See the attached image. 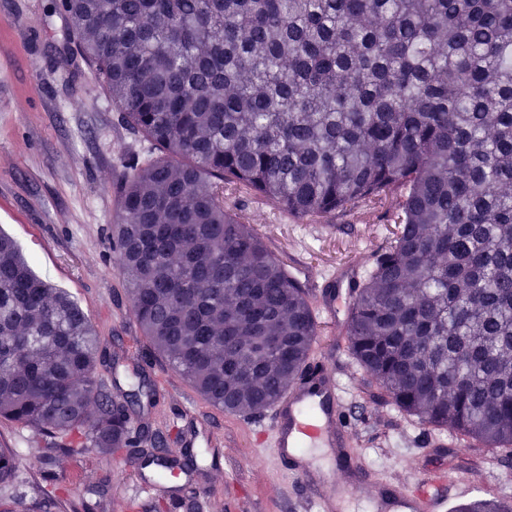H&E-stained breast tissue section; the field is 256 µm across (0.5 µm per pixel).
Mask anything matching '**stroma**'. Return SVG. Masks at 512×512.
Listing matches in <instances>:
<instances>
[{
    "instance_id": "35a3bbf8",
    "label": "stroma",
    "mask_w": 512,
    "mask_h": 512,
    "mask_svg": "<svg viewBox=\"0 0 512 512\" xmlns=\"http://www.w3.org/2000/svg\"><path fill=\"white\" fill-rule=\"evenodd\" d=\"M63 25L53 0H0V232L17 242L40 278L79 302L109 350L143 359L160 392L146 420L181 431L194 450L197 475L170 479L182 493L168 512H307L301 484L275 470L267 440L273 411L251 420L218 411L150 352L125 296L111 239L113 184L123 163L143 157L148 144L119 125L89 72H74L63 62ZM224 203L242 213L293 276L334 291L331 308L316 310L312 356L334 364L337 409L366 477L353 485L346 470L332 473L344 493L338 512H377L379 483L409 495L421 471L448 466L465 479L480 473L482 483L470 499L512 498V467L501 450L425 430L393 405L369 398L374 387L348 348L347 286L355 267L391 235L386 205L354 208L329 227L299 222L243 190H226ZM0 446L15 449L20 459L15 482L0 484V501L21 495L34 501L38 484L70 489L89 512H116L160 494L155 486L148 495L137 492L145 475L139 464L114 456L97 463L86 444H73L64 468L41 475L33 455L38 437L21 424L0 419Z\"/></svg>"
}]
</instances>
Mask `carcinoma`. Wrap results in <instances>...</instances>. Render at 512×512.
<instances>
[{
	"instance_id": "1",
	"label": "carcinoma",
	"mask_w": 512,
	"mask_h": 512,
	"mask_svg": "<svg viewBox=\"0 0 512 512\" xmlns=\"http://www.w3.org/2000/svg\"><path fill=\"white\" fill-rule=\"evenodd\" d=\"M67 62L160 156L123 165L112 251L149 347L249 419L311 367L308 289L224 207L244 189L299 220L388 202L392 240L349 283L351 353L437 431L512 449V0H55ZM101 336L0 232V419L102 455L164 435L153 390L112 394ZM19 460L0 447V484ZM457 512H512L503 498Z\"/></svg>"
}]
</instances>
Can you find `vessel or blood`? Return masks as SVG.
<instances>
[{
    "mask_svg": "<svg viewBox=\"0 0 512 512\" xmlns=\"http://www.w3.org/2000/svg\"><path fill=\"white\" fill-rule=\"evenodd\" d=\"M338 387L331 365L325 364L311 380L297 383L277 404L272 428L274 457L289 463L294 477L307 493L309 512H336V488L318 478L309 448L328 449L339 456L348 447L345 423L336 413ZM422 490L413 498H402L405 512H442L445 497L433 472L420 478Z\"/></svg>",
    "mask_w": 512,
    "mask_h": 512,
    "instance_id": "1",
    "label": "vessel or blood"
}]
</instances>
